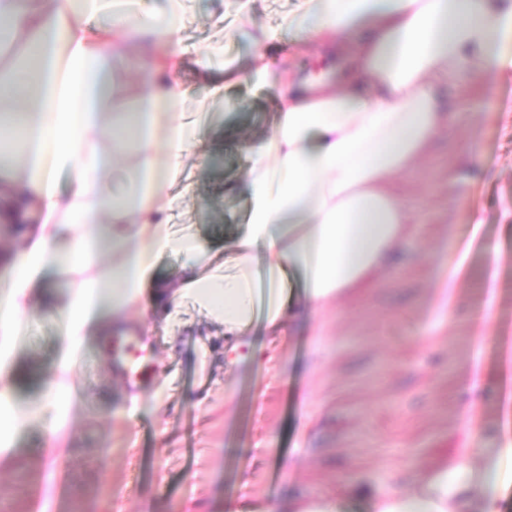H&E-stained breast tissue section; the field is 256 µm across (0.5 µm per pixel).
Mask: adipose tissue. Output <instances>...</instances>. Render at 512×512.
Returning a JSON list of instances; mask_svg holds the SVG:
<instances>
[{"label": "adipose tissue", "mask_w": 512, "mask_h": 512, "mask_svg": "<svg viewBox=\"0 0 512 512\" xmlns=\"http://www.w3.org/2000/svg\"><path fill=\"white\" fill-rule=\"evenodd\" d=\"M128 0H0V40L18 44L0 61V221L36 216L10 257L0 300V457L36 420L53 443L72 402L62 379L45 383L39 405L17 410L24 376L13 354L34 304L61 278L64 323L58 362L68 373L86 337L105 317L183 325L192 300L243 344L257 323L280 332L288 321L339 304L368 284L401 239L416 233L392 188L453 121L440 100L459 73L485 78L512 66V0H298L281 31L263 34L249 76L266 79L265 43L286 31L343 45L349 66L335 85L302 89L280 76L272 135L249 144L251 212L247 230L222 251L174 237L163 202L181 157L206 159L211 144L183 120L186 94L181 31L184 0L143 12ZM123 166L125 188L112 183ZM111 253V268L101 264ZM187 257L177 284L154 276L160 257ZM303 271V298L288 287ZM485 468L477 492L468 474L474 453ZM512 484V437L498 447L470 443L420 471L404 490L345 482L336 493L292 512H342L365 501L369 512H507L501 486Z\"/></svg>", "instance_id": "adipose-tissue-1"}]
</instances>
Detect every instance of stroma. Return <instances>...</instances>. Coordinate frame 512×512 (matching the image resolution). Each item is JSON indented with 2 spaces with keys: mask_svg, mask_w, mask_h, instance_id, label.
<instances>
[{
  "mask_svg": "<svg viewBox=\"0 0 512 512\" xmlns=\"http://www.w3.org/2000/svg\"><path fill=\"white\" fill-rule=\"evenodd\" d=\"M237 25L231 0H186L183 45L191 54L216 47L214 72H247L249 40L224 38ZM266 52L271 72L288 63L297 84L335 80L341 66L317 43L302 49L288 37ZM180 80L191 120L210 102L208 85L190 61ZM225 92L242 108L210 102V156L186 155L185 181L167 196L172 232L207 248L245 232L251 160L238 144L270 136L277 120L272 82ZM443 99L460 120L394 182L419 232L397 244L369 288L290 335L257 330L253 346L235 351L222 324L186 306L178 335L160 320L143 326L152 354L138 385L108 360L106 336L90 338L54 446L37 423L0 459V512H224L239 499L261 512L348 479L404 486L460 451L465 427L503 433L512 424L497 386L512 357V68L460 75ZM470 142L476 166L461 151ZM62 337L56 311L37 307L16 354L31 372L16 387L18 404L40 401ZM134 389L141 409L131 418Z\"/></svg>",
  "mask_w": 512,
  "mask_h": 512,
  "instance_id": "obj_1",
  "label": "stroma"
}]
</instances>
